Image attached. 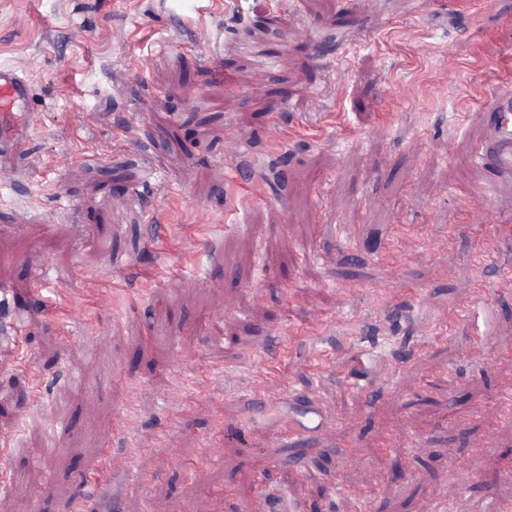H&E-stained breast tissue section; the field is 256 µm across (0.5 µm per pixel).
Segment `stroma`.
Returning a JSON list of instances; mask_svg holds the SVG:
<instances>
[{"label": "stroma", "instance_id": "1", "mask_svg": "<svg viewBox=\"0 0 512 512\" xmlns=\"http://www.w3.org/2000/svg\"><path fill=\"white\" fill-rule=\"evenodd\" d=\"M0 67L34 117L0 172V512L512 499V195L474 161L512 0H0ZM279 335L284 403L248 408Z\"/></svg>", "mask_w": 512, "mask_h": 512}]
</instances>
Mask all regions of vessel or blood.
<instances>
[{
  "label": "vessel or blood",
  "instance_id": "vessel-or-blood-1",
  "mask_svg": "<svg viewBox=\"0 0 512 512\" xmlns=\"http://www.w3.org/2000/svg\"><path fill=\"white\" fill-rule=\"evenodd\" d=\"M30 94L28 77L10 67L0 68V115L12 118L5 127L8 139L0 145V170L12 171L24 151L31 129V116L27 112ZM497 120L488 143L479 145L475 159L486 167L492 178H512V88L502 87L488 104Z\"/></svg>",
  "mask_w": 512,
  "mask_h": 512
}]
</instances>
